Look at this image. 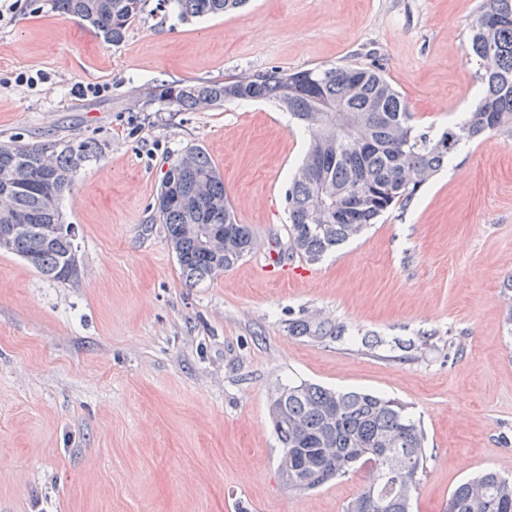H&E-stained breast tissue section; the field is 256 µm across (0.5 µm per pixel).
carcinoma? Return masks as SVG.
<instances>
[{"label":"carcinoma","mask_w":512,"mask_h":512,"mask_svg":"<svg viewBox=\"0 0 512 512\" xmlns=\"http://www.w3.org/2000/svg\"><path fill=\"white\" fill-rule=\"evenodd\" d=\"M52 8L119 43L143 13L147 0H51ZM184 19L221 15L245 0H174ZM467 61L476 67L482 93L475 109L440 133L414 124L401 93L375 63L336 64L308 69L272 67L222 82L178 81L148 92V101L175 112H201L240 100H266L287 111L309 137L301 166L286 193L290 250L310 263L359 236L397 205L412 202L439 171L456 143L472 141L512 123V0H482L469 23ZM376 120L348 137L336 130V111ZM93 157L86 142L28 145L0 143V224H19L0 250L13 253L43 276L64 283L69 242L51 237L46 224L61 222L62 197L74 174ZM351 195L358 217L336 220L341 193ZM159 222L182 277L199 282L224 272L255 246L248 224L238 223L224 192V180L209 157L190 148L163 174L156 200ZM218 232L210 247L200 226ZM343 325L316 316L289 323L292 336L336 338ZM274 431L282 448H303L281 456L280 473L291 490H313L354 471L370 478L345 512H364L367 496L383 500L382 512H411L426 461V434L408 406L363 390L340 391L301 381L281 385L270 400ZM400 454L398 482L386 477L390 458ZM446 512H512V477L489 471L459 484Z\"/></svg>","instance_id":"cac0c4a2"}]
</instances>
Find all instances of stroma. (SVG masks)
Returning a JSON list of instances; mask_svg holds the SVG:
<instances>
[{
  "label": "stroma",
  "mask_w": 512,
  "mask_h": 512,
  "mask_svg": "<svg viewBox=\"0 0 512 512\" xmlns=\"http://www.w3.org/2000/svg\"><path fill=\"white\" fill-rule=\"evenodd\" d=\"M479 4L247 0L184 21L171 0H148L112 45L50 0H0V141L96 147L62 206L77 278L0 251V512H344L364 472L295 491L278 471L270 396L303 380L379 393L421 420L414 512H444L480 471L512 475V125L306 266L287 248L285 193L308 139L288 113L145 102L174 81L375 62L438 133L479 98L466 62ZM191 147L256 239L195 284L155 210L169 162ZM274 254L303 275L268 270ZM313 312L343 338L289 335ZM422 335L403 356L397 341Z\"/></svg>",
  "instance_id": "35a3bbf8"
}]
</instances>
